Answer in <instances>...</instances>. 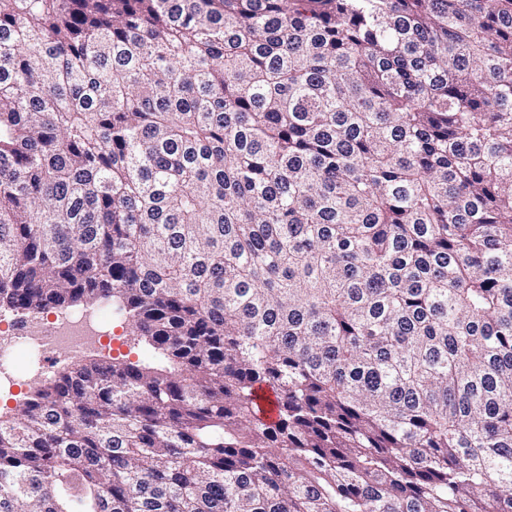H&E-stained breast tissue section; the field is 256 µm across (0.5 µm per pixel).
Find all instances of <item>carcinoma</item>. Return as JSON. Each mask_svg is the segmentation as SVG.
<instances>
[{
    "mask_svg": "<svg viewBox=\"0 0 512 512\" xmlns=\"http://www.w3.org/2000/svg\"><path fill=\"white\" fill-rule=\"evenodd\" d=\"M110 303L0 512H512V0H0V314Z\"/></svg>",
    "mask_w": 512,
    "mask_h": 512,
    "instance_id": "1",
    "label": "carcinoma"
}]
</instances>
